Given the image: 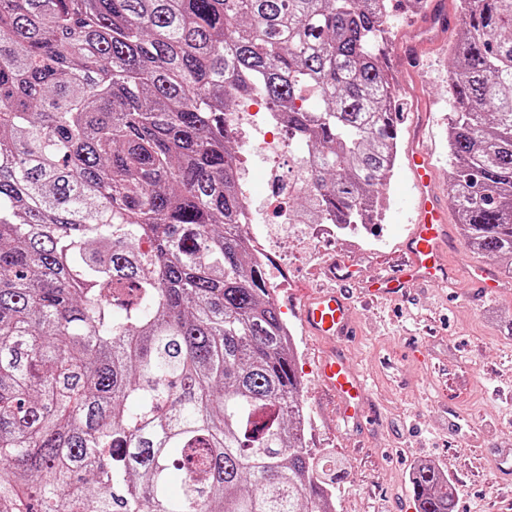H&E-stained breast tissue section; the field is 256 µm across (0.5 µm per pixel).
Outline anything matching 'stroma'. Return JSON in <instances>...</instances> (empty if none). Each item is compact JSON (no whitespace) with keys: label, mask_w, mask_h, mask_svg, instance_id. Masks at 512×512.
Here are the masks:
<instances>
[{"label":"stroma","mask_w":512,"mask_h":512,"mask_svg":"<svg viewBox=\"0 0 512 512\" xmlns=\"http://www.w3.org/2000/svg\"><path fill=\"white\" fill-rule=\"evenodd\" d=\"M453 53H431L421 76L436 97L432 149L440 176L448 174L447 129L454 101L448 92ZM405 166L384 190L383 221L359 234H336L317 224H288L286 243L266 265L269 282L287 275L275 292L283 320L296 328L302 400L310 420L307 445L320 460L339 465L333 489L336 512H415L410 477L429 462L454 489L456 512H512V485L496 471L495 449L512 448V277L499 260L470 251L455 239V278L409 300L356 306L355 336L320 340L301 333L294 303L327 285L329 263L345 261L360 279L395 264L411 227ZM474 264L500 275L503 291L477 297L465 279ZM341 350L366 379L371 411L348 422L320 386L316 357Z\"/></svg>","instance_id":"stroma-1"}]
</instances>
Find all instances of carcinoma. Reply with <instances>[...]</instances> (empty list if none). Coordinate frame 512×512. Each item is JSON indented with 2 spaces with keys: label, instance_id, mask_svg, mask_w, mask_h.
I'll return each mask as SVG.
<instances>
[{
  "label": "carcinoma",
  "instance_id": "1",
  "mask_svg": "<svg viewBox=\"0 0 512 512\" xmlns=\"http://www.w3.org/2000/svg\"><path fill=\"white\" fill-rule=\"evenodd\" d=\"M460 8L448 193L512 275V0ZM388 24L389 0H0V512H326L224 115L260 94L288 123L302 223H372ZM411 484L454 512L439 468Z\"/></svg>",
  "mask_w": 512,
  "mask_h": 512
}]
</instances>
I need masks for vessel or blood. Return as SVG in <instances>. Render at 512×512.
<instances>
[{"label": "vessel or blood", "instance_id": "obj_1", "mask_svg": "<svg viewBox=\"0 0 512 512\" xmlns=\"http://www.w3.org/2000/svg\"><path fill=\"white\" fill-rule=\"evenodd\" d=\"M427 3L419 27L432 30V37L419 39L412 35L397 40L389 57L392 69L413 78L410 92L416 111L421 113L430 112L433 95L417 83L416 76L427 51L437 47L440 39L451 32L461 18L459 8L451 0H427ZM424 133V126L415 127L405 150L407 167L413 176L411 210L414 228L404 243L401 269L397 274L370 281L362 291L365 302L400 300L410 289L442 287L454 276L448 263V251L453 243L448 206L439 191L437 172L431 163ZM468 276L481 293L492 295L500 288L498 279L483 267H472ZM351 316L352 305L346 291L336 288H322L310 294L303 300L300 311L304 329L315 336L351 335L354 329ZM318 367L321 379L337 399L343 417L355 420L364 417L366 385L360 372L342 355L333 352L323 354Z\"/></svg>", "mask_w": 512, "mask_h": 512}]
</instances>
